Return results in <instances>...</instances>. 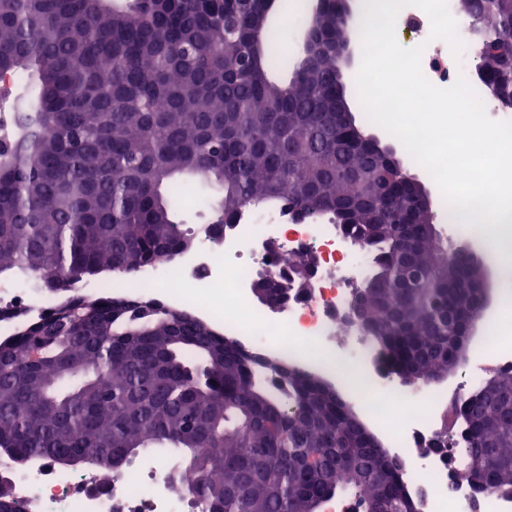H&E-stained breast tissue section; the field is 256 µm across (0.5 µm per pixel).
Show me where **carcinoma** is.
Here are the masks:
<instances>
[{
	"label": "carcinoma",
	"instance_id": "cac0c4a2",
	"mask_svg": "<svg viewBox=\"0 0 512 512\" xmlns=\"http://www.w3.org/2000/svg\"><path fill=\"white\" fill-rule=\"evenodd\" d=\"M487 39V86L512 106V0H462ZM268 0H0V67L16 86L0 146V276L65 291L189 248L177 193L208 188L209 223L283 203L336 217L371 256L360 288L368 336L423 382L459 368L461 305L480 267L437 242L422 186L361 131L342 51L359 24L323 0L321 54H272ZM0 465L63 457L104 475L142 452L173 459L172 488L207 512H414L402 473L320 376L254 354L190 310L143 296H68L36 320L0 310ZM466 466L493 453L479 491L512 493V371L459 404ZM191 480H184L185 474ZM0 507L27 512L13 486Z\"/></svg>",
	"mask_w": 512,
	"mask_h": 512
}]
</instances>
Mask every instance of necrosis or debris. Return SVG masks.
Segmentation results:
<instances>
[{
	"mask_svg": "<svg viewBox=\"0 0 512 512\" xmlns=\"http://www.w3.org/2000/svg\"><path fill=\"white\" fill-rule=\"evenodd\" d=\"M448 7L465 44L458 58L446 42L431 40V21L421 8L405 6L397 23L425 41L421 64L431 83L446 88L462 76L476 93H483L480 75L469 65L480 31L460 9L459 0H448ZM194 236L190 252L142 268L131 277V285L150 283L149 295L156 302L189 309L256 351L297 361L301 353L296 341L321 342L329 349L325 369L341 366L354 371L359 378L357 393L371 418L379 419L382 400L394 388L375 369L369 341L350 317L353 286L368 276L371 258L332 215L293 223L284 207L253 209L219 232L208 224L196 225ZM302 259L310 262V287H291L287 303L280 306L252 305L250 293L257 277L273 274L288 281ZM500 328L499 347L472 366L467 388L512 370V321L502 322ZM457 402L454 394L437 396L430 408L410 406L390 426L388 443L407 462L403 479L421 499L423 512H512V495L477 491L455 475L451 464L460 458V439L443 438L441 413L444 406ZM166 469L160 459L147 471L106 479L92 469L69 471L43 463L16 474L14 487L17 497L37 512H202L201 505L170 488Z\"/></svg>",
	"mask_w": 512,
	"mask_h": 512,
	"instance_id": "1",
	"label": "necrosis or debris"
}]
</instances>
